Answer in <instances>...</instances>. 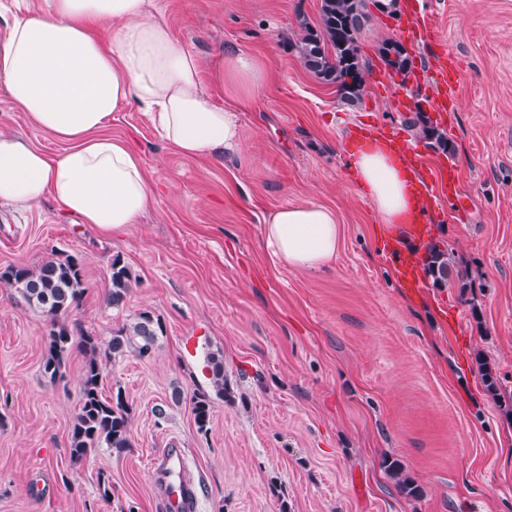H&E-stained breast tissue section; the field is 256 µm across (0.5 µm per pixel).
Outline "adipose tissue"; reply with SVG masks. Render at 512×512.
<instances>
[{"label":"adipose tissue","instance_id":"ef3b65f1","mask_svg":"<svg viewBox=\"0 0 512 512\" xmlns=\"http://www.w3.org/2000/svg\"><path fill=\"white\" fill-rule=\"evenodd\" d=\"M0 76L11 103L67 144L54 159L0 133V205L26 209L49 194L64 212L104 232L137 223L152 200L143 159L100 133L112 112L131 103L184 156L241 151L237 112L212 102L198 59L177 44L163 20L147 14L145 0H42L0 42ZM266 81L256 57L225 52L230 92L252 94ZM349 165L380 223H400L409 207L408 176L394 157L368 147L353 154ZM263 237L275 261L318 270L336 258L339 226L329 208L296 204L270 212Z\"/></svg>","mask_w":512,"mask_h":512}]
</instances>
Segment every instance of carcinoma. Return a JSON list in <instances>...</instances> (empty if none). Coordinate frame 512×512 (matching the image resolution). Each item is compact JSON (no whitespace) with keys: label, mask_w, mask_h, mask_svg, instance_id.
I'll list each match as a JSON object with an SVG mask.
<instances>
[{"label":"carcinoma","mask_w":512,"mask_h":512,"mask_svg":"<svg viewBox=\"0 0 512 512\" xmlns=\"http://www.w3.org/2000/svg\"><path fill=\"white\" fill-rule=\"evenodd\" d=\"M368 0H322L321 26L319 30L305 29L296 47L304 67L327 84L343 91L341 100L354 102L360 98L365 85L367 63L360 54L358 35L368 21ZM392 40L381 45V56L389 75L401 77L406 82L412 68L387 58ZM408 127L428 140L430 147L441 150L452 158L455 146L448 133L438 127L422 112L408 122ZM452 252L432 241L427 245L423 259L425 275L433 285L452 282L460 291L473 287L477 276L468 265L451 259ZM0 281L19 289L24 299L37 306L52 323L48 351L43 370L55 379L65 366L67 358L78 352L84 357L82 384L78 411L70 428L71 459L79 462L96 449L107 447L118 453L132 447L130 439V408L122 389L110 396L103 394L102 358L134 352L144 357L152 351L159 336L163 335L161 321L150 312L139 313L130 325L118 328L112 337L101 341L78 324L69 325L62 317L77 309L83 302L84 270L81 260L72 254L55 257L36 267L10 266L0 271ZM109 304L115 308L123 305L131 287L132 278L128 266L120 256H115L109 267ZM487 389L498 396L501 406L512 411V391H500L487 358L476 353ZM206 368L210 372V384L217 395L224 396V360L220 352L206 355ZM191 413L198 430L207 431L213 413L210 396L199 390L190 398ZM396 485L407 494L415 493L411 479L395 460L387 465Z\"/></svg>","instance_id":"cac0c4a2"}]
</instances>
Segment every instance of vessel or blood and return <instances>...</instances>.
I'll list each match as a JSON object with an SVG mask.
<instances>
[{
	"label": "vessel or blood",
	"mask_w": 512,
	"mask_h": 512,
	"mask_svg": "<svg viewBox=\"0 0 512 512\" xmlns=\"http://www.w3.org/2000/svg\"><path fill=\"white\" fill-rule=\"evenodd\" d=\"M458 75L454 59L441 58L431 81L439 90L437 97L429 102L433 111L447 113L456 108L453 95ZM351 143L360 144L367 141L386 146L395 156L399 165L410 175L412 205L408 211L403 235L390 243V251L396 257V269L401 285L409 292H416L419 283L415 268L406 256L407 242H418L429 230L427 211L429 202L436 192L457 195L458 183L453 178L454 165H447L450 176L447 184H440L438 179L424 171L417 151L406 142L400 131L393 127H377L362 124L352 132ZM151 467L160 484L163 495L164 512H197L199 498L197 488L188 475L187 452L182 448H166L153 457Z\"/></svg>",
	"instance_id": "1"
}]
</instances>
